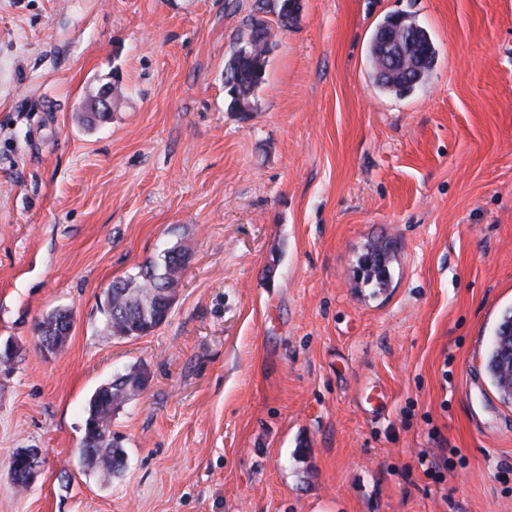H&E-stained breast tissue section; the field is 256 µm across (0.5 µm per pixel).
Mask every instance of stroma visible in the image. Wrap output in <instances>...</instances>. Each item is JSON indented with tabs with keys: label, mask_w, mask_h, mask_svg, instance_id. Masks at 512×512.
<instances>
[{
	"label": "stroma",
	"mask_w": 512,
	"mask_h": 512,
	"mask_svg": "<svg viewBox=\"0 0 512 512\" xmlns=\"http://www.w3.org/2000/svg\"><path fill=\"white\" fill-rule=\"evenodd\" d=\"M252 3L0 0V512H512V403L485 367L512 309V0L263 14L265 82L235 112ZM398 13L437 50L405 96L369 63ZM116 80L109 119L79 124ZM383 239L378 290L359 259ZM176 243L167 319L105 330L106 288ZM63 309L43 355L35 324ZM132 368L112 472L80 456L85 407ZM13 460H19L24 463V473L18 469V473L21 474L20 477H16L15 480L22 487H26L25 485V477L29 484H31L35 478L37 477L40 467H41V457L40 453L35 449H24L17 452ZM13 460L11 461V465L13 464Z\"/></svg>",
	"instance_id": "stroma-1"
}]
</instances>
